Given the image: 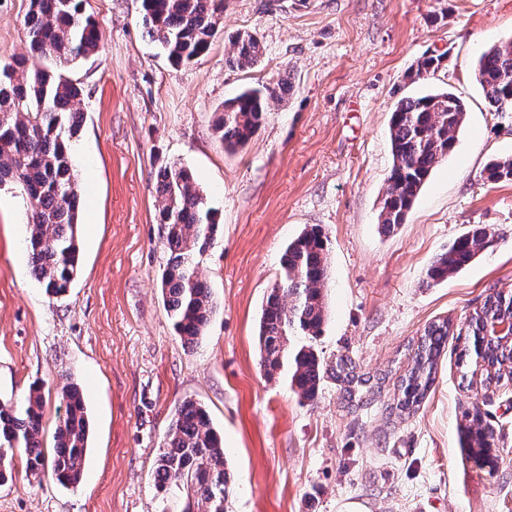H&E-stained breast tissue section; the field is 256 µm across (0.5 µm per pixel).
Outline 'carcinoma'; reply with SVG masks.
<instances>
[{
	"label": "carcinoma",
	"mask_w": 512,
	"mask_h": 512,
	"mask_svg": "<svg viewBox=\"0 0 512 512\" xmlns=\"http://www.w3.org/2000/svg\"><path fill=\"white\" fill-rule=\"evenodd\" d=\"M222 0H142L148 36L164 49L174 65L190 62L207 52L217 35V13ZM29 52L34 61L56 57L70 62L93 53L99 45L100 23L85 13L84 0H29L25 15ZM228 62L236 69L255 66L262 57L260 42L250 34L234 38ZM443 55L423 57L416 79L434 74ZM491 111L512 116V38L489 46L474 71ZM285 91L281 83L264 90L246 89L224 103L216 130L224 149L234 151L260 128L270 104ZM80 88L61 76L28 65L25 60L0 67V185L18 183L26 192V252L34 277L50 297L65 294L77 271L76 231L80 196L70 152V138L79 130L83 113L74 108ZM466 117L464 103L444 91L398 102L390 117L392 168L382 200L378 224L390 232L404 223L407 213L431 171L452 154ZM489 184L512 182V157L490 160L481 172ZM158 223L165 227L169 259L162 273V292L174 330L186 345L200 337L215 311L207 285L198 272L199 260L213 243L219 228L215 211L206 207L190 170L165 166L156 173ZM494 243V235L477 228L456 239L427 269V278L441 283L454 276ZM280 274L262 308L258 330L260 362L273 377L288 372L291 386L305 401L314 400L326 368L307 344L293 345L291 337L317 336L326 317L322 286L327 278V238L318 228L303 231L288 243ZM512 308V295L485 298L468 324L457 330L463 340L459 353L461 380L474 379L489 389L512 382V362L498 357V348L478 349L477 336L484 317H500ZM450 325L431 323L417 345L413 364L401 379L396 407L416 412L425 399L438 367ZM352 359L341 356L336 373L344 374V400L360 404L381 393L371 378L351 373ZM65 416L57 429L52 457L39 441V389L31 388L19 404L0 402V484L12 476L13 459L20 455L31 473L51 472L63 485L76 484L82 474L88 445L89 422L77 385L62 389ZM494 439L489 427L467 429L470 448H486ZM159 493L171 487L185 494L184 512H226L231 490L224 440L206 409L185 401L178 408L164 439L154 474Z\"/></svg>",
	"instance_id": "carcinoma-1"
}]
</instances>
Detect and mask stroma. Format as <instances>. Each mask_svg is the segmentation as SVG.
Here are the masks:
<instances>
[{
    "label": "stroma",
    "instance_id": "obj_1",
    "mask_svg": "<svg viewBox=\"0 0 512 512\" xmlns=\"http://www.w3.org/2000/svg\"><path fill=\"white\" fill-rule=\"evenodd\" d=\"M28 0H0V64L28 53ZM99 47L70 63L43 61L81 89L71 141L81 208L79 269L48 297L24 246L29 200L0 187V402L45 395L41 441L52 454L77 384L90 422L80 481L61 485L15 460L0 512H180L153 472L178 406L201 403L224 437L234 482L227 512H512V384L465 387L449 337L435 382L411 415L396 385L432 322L465 326L493 293L512 294V182L480 177L512 156V119L491 112L474 78L478 56L512 36V0H224L210 50L172 65L142 24L141 0H88ZM263 46L257 65L230 68L236 34ZM444 54L410 81L423 56ZM281 81L249 143L225 151L213 130L226 100ZM451 91L466 122L447 162L422 186L404 224L383 233L392 166L390 114L407 97ZM189 169L220 228L199 275L216 310L198 344L176 335L162 299L169 253L156 222L155 173ZM319 227L328 240L326 319L312 345L324 364L350 355L386 376L382 393L349 410L325 378L303 401L259 361V320L288 242ZM483 227L496 242L442 283L431 262ZM480 406L495 430L487 453L462 446Z\"/></svg>",
    "mask_w": 512,
    "mask_h": 512
}]
</instances>
